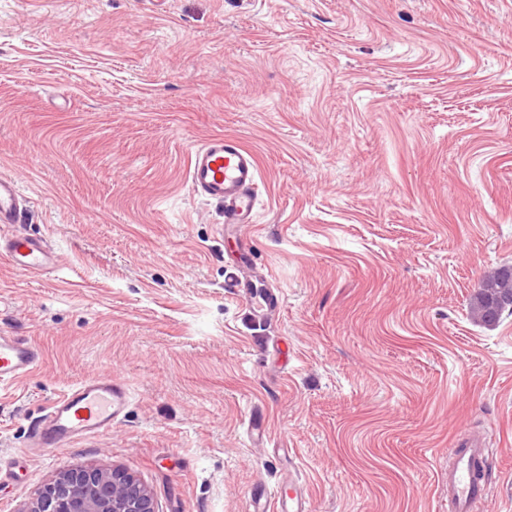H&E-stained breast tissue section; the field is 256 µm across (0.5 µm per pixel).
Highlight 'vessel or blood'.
<instances>
[{
  "label": "vessel or blood",
  "mask_w": 512,
  "mask_h": 512,
  "mask_svg": "<svg viewBox=\"0 0 512 512\" xmlns=\"http://www.w3.org/2000/svg\"><path fill=\"white\" fill-rule=\"evenodd\" d=\"M260 175L256 155L235 136L213 135L193 150L188 179L195 193L224 208V230L232 232L242 224L254 223L257 214L256 186ZM24 194L18 181L0 175V230L25 223ZM0 255L21 273L43 275L53 269L56 255L42 239L16 232L0 234ZM225 287L244 294L257 310L278 308V292L264 287L249 291L242 273L228 276ZM40 354L31 340L0 332V388L32 373ZM128 405L124 385L111 376L88 379L57 398L43 418L34 425L32 445L36 448H64L70 442L110 431L119 423ZM448 468V512H474L486 493L479 478L487 454L482 438L473 437L452 450ZM250 512H312L311 501L301 492L256 489L250 495Z\"/></svg>",
  "instance_id": "obj_1"
}]
</instances>
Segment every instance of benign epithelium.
<instances>
[{"instance_id":"1","label":"benign epithelium","mask_w":512,"mask_h":512,"mask_svg":"<svg viewBox=\"0 0 512 512\" xmlns=\"http://www.w3.org/2000/svg\"><path fill=\"white\" fill-rule=\"evenodd\" d=\"M26 512H157L150 490L129 473L84 468L44 484Z\"/></svg>"}]
</instances>
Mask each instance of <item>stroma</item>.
<instances>
[{
	"mask_svg": "<svg viewBox=\"0 0 512 512\" xmlns=\"http://www.w3.org/2000/svg\"><path fill=\"white\" fill-rule=\"evenodd\" d=\"M258 157V215L192 191L215 134ZM0 174L46 276L0 256V331L41 351L0 389V512L69 468H121L159 512H448V450H489L477 512H512V0H0ZM281 307L224 280L243 249ZM129 394L111 433L39 451L72 385ZM268 439L254 445L249 414ZM506 312L512 314V265L487 274L470 303L472 320L485 327L496 325ZM274 504V507L272 505ZM251 512H312L310 498L301 492L285 495L276 489L271 493L265 488H257L250 494Z\"/></svg>",
	"mask_w": 512,
	"mask_h": 512,
	"instance_id": "obj_1",
	"label": "stroma"
}]
</instances>
